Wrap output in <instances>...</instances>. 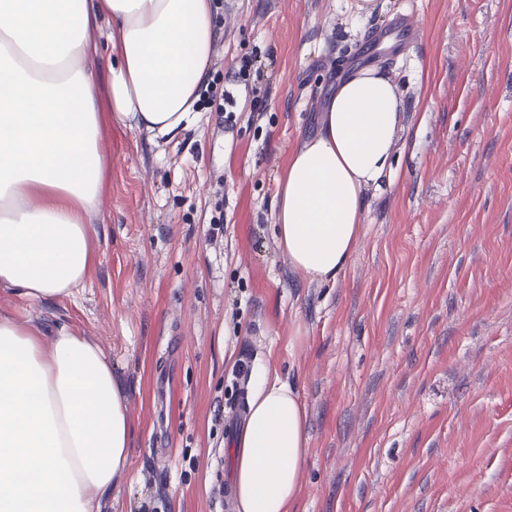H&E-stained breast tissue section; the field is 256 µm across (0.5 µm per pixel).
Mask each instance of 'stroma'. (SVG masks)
I'll return each mask as SVG.
<instances>
[{
    "mask_svg": "<svg viewBox=\"0 0 512 512\" xmlns=\"http://www.w3.org/2000/svg\"><path fill=\"white\" fill-rule=\"evenodd\" d=\"M356 3L218 0L202 83L236 119L200 102L169 141L113 120L91 32L95 264L70 299L0 288V314L110 356L133 433L101 512H211L244 358L307 407L295 512H512V0ZM402 15L415 40L376 62L403 110L390 171L349 265L309 281L277 245L276 184L342 63Z\"/></svg>",
    "mask_w": 512,
    "mask_h": 512,
    "instance_id": "obj_1",
    "label": "stroma"
}]
</instances>
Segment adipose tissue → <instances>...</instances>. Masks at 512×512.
<instances>
[{
	"mask_svg": "<svg viewBox=\"0 0 512 512\" xmlns=\"http://www.w3.org/2000/svg\"><path fill=\"white\" fill-rule=\"evenodd\" d=\"M109 18L112 112L154 137L189 128L212 53V0H0V287L72 298L93 264L100 148L88 34ZM398 88L379 68L350 73L275 193L278 247L307 280L347 267L364 191L390 164ZM231 444L234 512H291L307 456V410L264 367L250 374ZM127 396L98 345L61 328L43 340L0 315V512H99L129 463Z\"/></svg>",
	"mask_w": 512,
	"mask_h": 512,
	"instance_id": "1",
	"label": "adipose tissue"
}]
</instances>
